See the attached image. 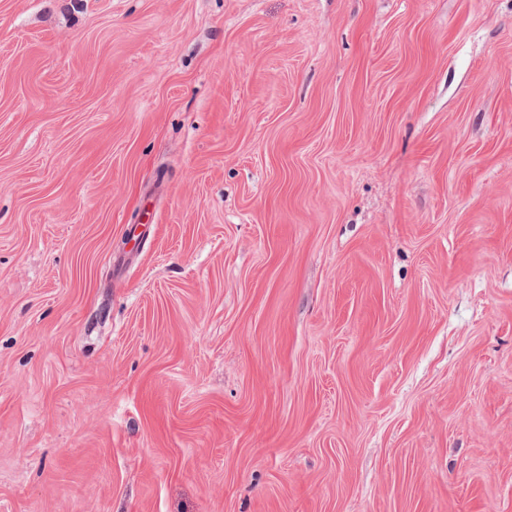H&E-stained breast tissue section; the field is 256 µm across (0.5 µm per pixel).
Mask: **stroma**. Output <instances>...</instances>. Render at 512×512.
Masks as SVG:
<instances>
[{
	"mask_svg": "<svg viewBox=\"0 0 512 512\" xmlns=\"http://www.w3.org/2000/svg\"><path fill=\"white\" fill-rule=\"evenodd\" d=\"M0 512H512V0H0Z\"/></svg>",
	"mask_w": 512,
	"mask_h": 512,
	"instance_id": "35a3bbf8",
	"label": "stroma"
}]
</instances>
